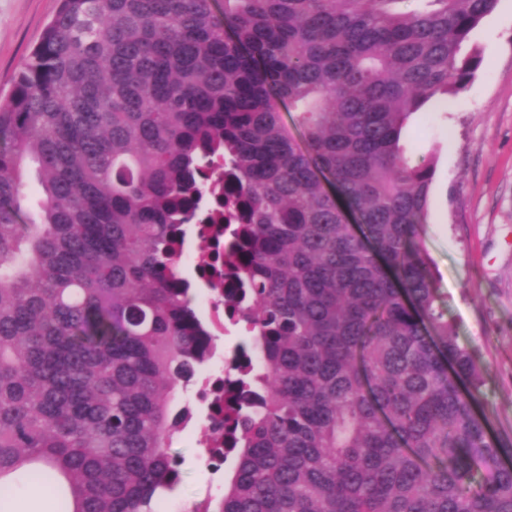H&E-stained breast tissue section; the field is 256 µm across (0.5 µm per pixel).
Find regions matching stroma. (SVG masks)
<instances>
[{"label": "stroma", "instance_id": "obj_1", "mask_svg": "<svg viewBox=\"0 0 512 512\" xmlns=\"http://www.w3.org/2000/svg\"><path fill=\"white\" fill-rule=\"evenodd\" d=\"M57 8L58 0H0V97ZM462 50L478 51L480 68L457 95L412 114L402 143L411 161L433 164L421 246L449 326L485 369L476 410L512 449V0H499ZM177 403L194 416L172 444L180 481L161 512L222 496L231 473L207 464V407L194 388L179 390Z\"/></svg>", "mask_w": 512, "mask_h": 512}]
</instances>
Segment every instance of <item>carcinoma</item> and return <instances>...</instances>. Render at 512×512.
I'll return each mask as SVG.
<instances>
[{"label":"carcinoma","mask_w":512,"mask_h":512,"mask_svg":"<svg viewBox=\"0 0 512 512\" xmlns=\"http://www.w3.org/2000/svg\"><path fill=\"white\" fill-rule=\"evenodd\" d=\"M403 2L60 0L0 100V512L23 481L44 512H160L179 482L176 390L217 334L177 247L215 157L249 294L224 312L261 363L208 404L206 461L236 465L193 512H512L401 145L499 0Z\"/></svg>","instance_id":"1"}]
</instances>
